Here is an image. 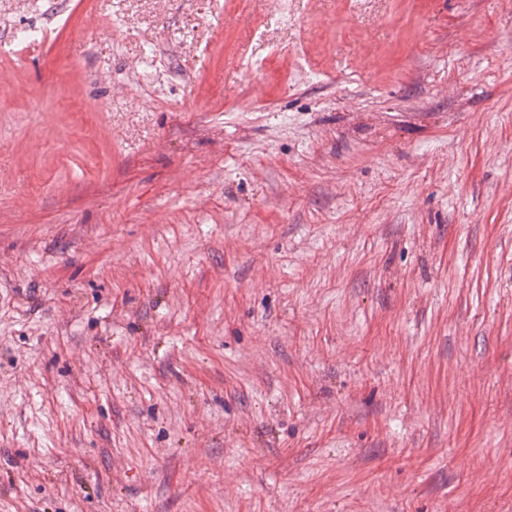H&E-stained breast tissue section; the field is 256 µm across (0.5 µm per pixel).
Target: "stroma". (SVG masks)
<instances>
[{
    "mask_svg": "<svg viewBox=\"0 0 512 512\" xmlns=\"http://www.w3.org/2000/svg\"><path fill=\"white\" fill-rule=\"evenodd\" d=\"M0 512H512V0H0Z\"/></svg>",
    "mask_w": 512,
    "mask_h": 512,
    "instance_id": "obj_1",
    "label": "stroma"
}]
</instances>
